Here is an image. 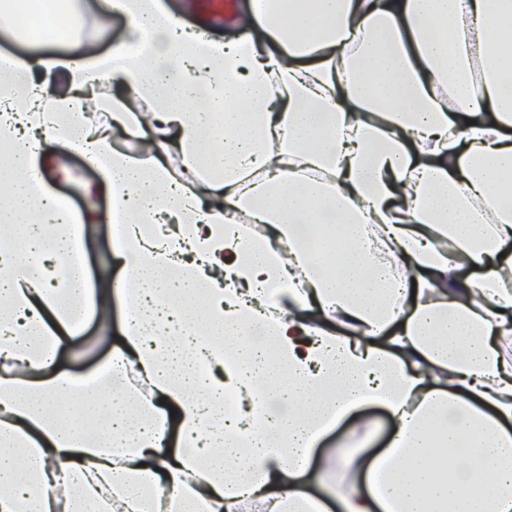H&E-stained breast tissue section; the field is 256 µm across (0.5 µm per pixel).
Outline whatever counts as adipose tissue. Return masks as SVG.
<instances>
[{
  "instance_id": "adipose-tissue-1",
  "label": "adipose tissue",
  "mask_w": 512,
  "mask_h": 512,
  "mask_svg": "<svg viewBox=\"0 0 512 512\" xmlns=\"http://www.w3.org/2000/svg\"><path fill=\"white\" fill-rule=\"evenodd\" d=\"M102 9L109 53L0 59V512H512V0H244L229 37ZM45 143L137 214L120 278L90 287ZM369 405L380 454L321 448ZM121 323V311L117 303L112 305V334H105L99 327L96 319L90 320L86 324L82 336L77 337L74 342L91 344L93 351L88 357L77 361H72L68 355H65V362L68 367L77 372H88L98 363L105 360L112 348L110 336L120 335ZM370 420L375 424L376 432L369 448L370 452H376L385 447V443L392 432L393 423L383 409L377 406H366L361 408L352 416L344 419L334 430L329 432L321 441V448H343L348 442L349 436L360 421Z\"/></svg>"
}]
</instances>
